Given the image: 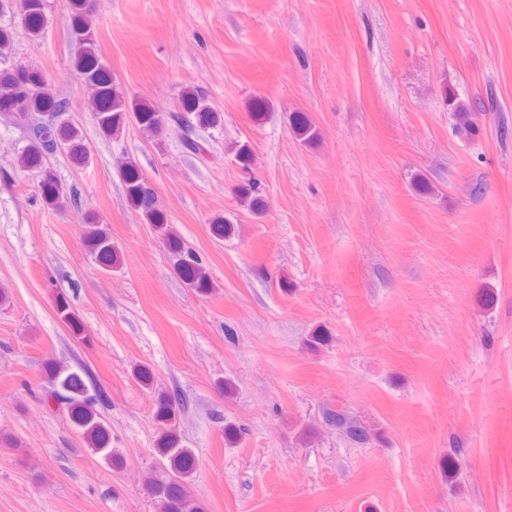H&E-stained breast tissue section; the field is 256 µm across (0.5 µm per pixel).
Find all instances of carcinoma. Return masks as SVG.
Segmentation results:
<instances>
[{
  "label": "carcinoma",
  "instance_id": "1",
  "mask_svg": "<svg viewBox=\"0 0 512 512\" xmlns=\"http://www.w3.org/2000/svg\"><path fill=\"white\" fill-rule=\"evenodd\" d=\"M14 8L20 16V25L24 32L32 39L40 38L43 30L44 0H0V12ZM69 9L71 65L77 76L94 90L89 107L101 133L110 137L119 133L126 124L133 122L143 133L157 134L163 127L161 109L156 105L128 98L101 62L90 17L89 0H69ZM181 106L184 111L195 115L200 128H214L223 121V113L211 107L205 96L195 89L187 88L183 91ZM448 106L461 134L467 137L479 134L480 129L471 106L458 99L451 90L448 91ZM67 111V101L48 91L39 71L26 67L0 69V112H15L24 117L35 116L40 119V122L30 124V146L19 157V165L37 171L42 199L51 207L61 205L65 188L54 171L45 164V156L57 149L67 154L73 164L82 166L88 155V147L80 130L62 119ZM291 129L305 143L316 140L318 136L315 125L303 112L293 113ZM176 133L187 153L196 157L203 155L205 147L194 136L192 126H185L179 121ZM122 179L130 207L140 214L143 221L153 225L167 241L175 257L174 267L178 276L189 287L203 294L212 292L214 283L209 273L198 257L173 235L166 215L156 207V190L152 183L130 164L122 168ZM83 241L88 252L101 267L110 270L117 266L118 253L112 244V237L93 214L87 216ZM56 313L73 334L81 333L79 317L68 301L58 299ZM45 371L54 386L53 395L65 402L71 423L81 432L89 447L112 464H120V458L110 448L109 429L95 409L97 397L89 394L82 373L66 370L56 364L47 365ZM176 417V400L168 395H157L156 419L161 425V434L157 440L156 451L166 476L151 483V493L158 505V512H203V507L193 502L186 485L199 462L191 450L180 445L175 427Z\"/></svg>",
  "mask_w": 512,
  "mask_h": 512
}]
</instances>
